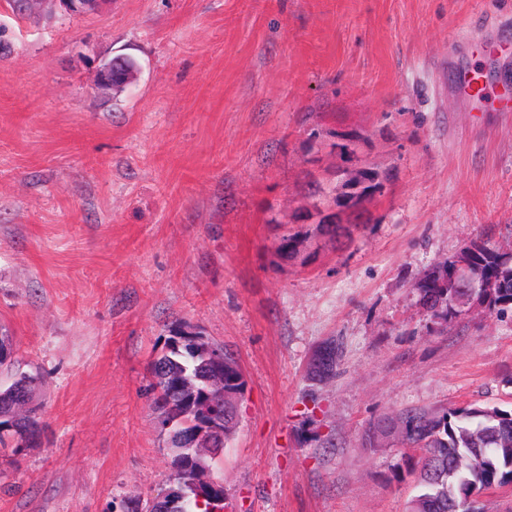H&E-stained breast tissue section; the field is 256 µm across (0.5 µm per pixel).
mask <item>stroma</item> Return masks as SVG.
I'll return each mask as SVG.
<instances>
[{"instance_id":"35a3bbf8","label":"stroma","mask_w":512,"mask_h":512,"mask_svg":"<svg viewBox=\"0 0 512 512\" xmlns=\"http://www.w3.org/2000/svg\"><path fill=\"white\" fill-rule=\"evenodd\" d=\"M512 0H0V328L39 374L40 445L0 449V512H113L172 485L145 388L185 321L247 380L216 470L225 512H406L385 414L512 413V305L440 324L416 282L483 237L512 249V118L469 111L456 62L512 78L486 23ZM472 33L469 45L460 36ZM140 66L102 96L97 66ZM384 190L320 233L308 177ZM296 258L277 261L281 235ZM335 379L311 380L328 341Z\"/></svg>"}]
</instances>
